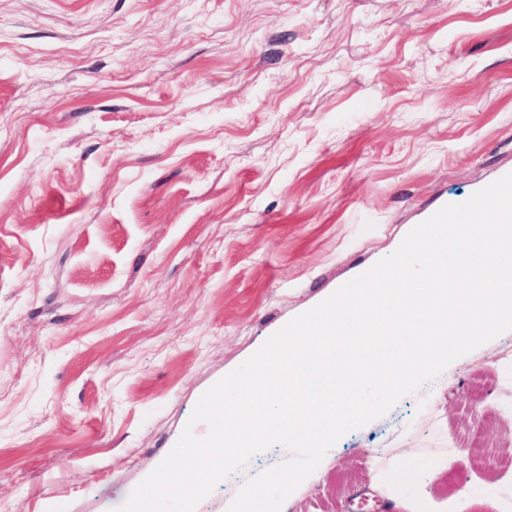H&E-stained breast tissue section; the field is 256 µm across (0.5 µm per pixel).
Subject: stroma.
Returning a JSON list of instances; mask_svg holds the SVG:
<instances>
[{"mask_svg": "<svg viewBox=\"0 0 512 512\" xmlns=\"http://www.w3.org/2000/svg\"><path fill=\"white\" fill-rule=\"evenodd\" d=\"M506 172L512 0H0V512H108L271 335ZM363 501L512 512V331L284 512Z\"/></svg>", "mask_w": 512, "mask_h": 512, "instance_id": "obj_1", "label": "stroma"}]
</instances>
